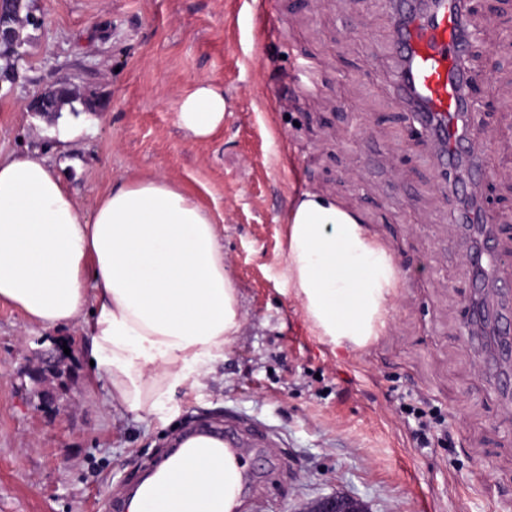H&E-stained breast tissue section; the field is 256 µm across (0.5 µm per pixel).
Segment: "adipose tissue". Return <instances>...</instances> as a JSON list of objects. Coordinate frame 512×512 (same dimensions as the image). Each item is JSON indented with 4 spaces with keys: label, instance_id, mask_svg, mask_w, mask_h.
Listing matches in <instances>:
<instances>
[{
    "label": "adipose tissue",
    "instance_id": "1",
    "mask_svg": "<svg viewBox=\"0 0 512 512\" xmlns=\"http://www.w3.org/2000/svg\"><path fill=\"white\" fill-rule=\"evenodd\" d=\"M224 93L196 81L176 114L204 140L224 124ZM283 286L318 335L358 350L380 335L401 273L389 249L328 195L290 203ZM0 301L30 326L77 327L89 386L149 420L176 389L204 387L244 326L212 213L162 175H125L83 211L44 153H0ZM239 464L223 443L187 440L146 478L127 512H230Z\"/></svg>",
    "mask_w": 512,
    "mask_h": 512
}]
</instances>
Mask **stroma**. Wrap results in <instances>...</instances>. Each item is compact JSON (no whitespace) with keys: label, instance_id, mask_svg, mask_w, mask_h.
Here are the masks:
<instances>
[{"label":"stroma","instance_id":"35a3bbf8","mask_svg":"<svg viewBox=\"0 0 512 512\" xmlns=\"http://www.w3.org/2000/svg\"><path fill=\"white\" fill-rule=\"evenodd\" d=\"M25 56L0 67V151L40 150L90 209L124 175L161 174L218 218L246 323L208 385L175 392L142 422L84 381L77 328L42 330L0 302V512H112L181 429L230 419L274 431L250 452L260 482L241 512H296L335 492L370 512H512V419L463 323L465 261L481 233L452 223L434 146L395 104L389 0H29ZM494 56L471 51V122L499 194L484 219L512 258V0L467 14ZM494 83H487L489 65ZM79 81L74 111L48 120L33 97ZM224 92V124L188 138L176 122L196 81ZM327 194L391 251L402 277L366 348L325 342L284 290L286 215ZM62 353L57 371L43 351ZM440 409L451 442L418 447L400 393Z\"/></svg>","mask_w":512,"mask_h":512}]
</instances>
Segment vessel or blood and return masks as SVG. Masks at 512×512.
<instances>
[{
    "label": "vessel or blood",
    "instance_id": "b4317fda",
    "mask_svg": "<svg viewBox=\"0 0 512 512\" xmlns=\"http://www.w3.org/2000/svg\"><path fill=\"white\" fill-rule=\"evenodd\" d=\"M392 50L398 61L396 99L411 113L420 134L440 147V172L447 175L454 194H467L481 182L477 146L464 128L473 103L467 89L465 55L470 35L461 26L463 0H433L419 11L413 0H394ZM496 261L493 243L470 253L476 286H483ZM471 324L492 323L502 339L512 338V308L493 312L480 309Z\"/></svg>",
    "mask_w": 512,
    "mask_h": 512
}]
</instances>
